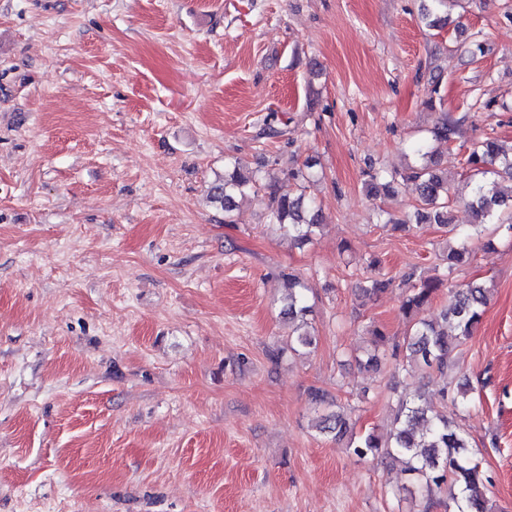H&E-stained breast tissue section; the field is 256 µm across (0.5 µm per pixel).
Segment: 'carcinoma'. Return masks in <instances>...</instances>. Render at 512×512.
Segmentation results:
<instances>
[{"label": "carcinoma", "instance_id": "cac0c4a2", "mask_svg": "<svg viewBox=\"0 0 512 512\" xmlns=\"http://www.w3.org/2000/svg\"><path fill=\"white\" fill-rule=\"evenodd\" d=\"M423 19L428 26L437 27L446 21L443 13L448 4L462 0H428ZM470 119V114L455 116L446 113L429 130V136L417 147L420 160L403 171H375L367 173L365 185L373 196L388 192L395 186L412 183L418 193V207L413 214L417 224H450L448 208V175L439 168L434 158L440 146L456 145L461 128ZM464 165L474 175V198L469 203L474 226L499 224L512 233V194L501 195L495 190V178L506 177L512 181V146L504 148L495 137H484L465 147ZM316 162L306 161L301 167L288 173L295 181L297 193L284 192L278 184L264 181L256 171L244 168L238 159L224 162V174L211 182L209 196L212 202L224 210V223H232V212L237 200L268 193L270 201V222L275 224L282 235L298 246L313 241L322 226L321 209L312 199L305 197V184L316 181ZM470 237L457 240L447 250L448 266L466 264L471 260ZM287 294L283 299L281 315L290 322L300 325L289 333L288 349L297 352L313 347L315 337L310 334L307 315L309 288L297 274L283 276ZM391 286V280L380 275L368 278L362 291L366 295L379 296ZM448 289V304L433 319L419 317L429 306L437 293ZM488 289L483 284L470 282L465 285H450L440 277H425L417 280L400 305L403 315L409 319L410 329L402 340L397 341L379 327L367 330L370 343L358 350L354 358L359 366L370 369L381 366L389 358L396 369L405 366L423 367L441 376L448 373V360L452 345L460 344L472 335L479 323L487 303ZM473 386L470 382L456 384L448 390L444 383L435 390L442 401V410L433 416L427 415L422 396L413 394L401 400L395 414L392 429L385 436L375 430L349 441V451L358 458L387 455L399 457L405 464L404 472L410 476L413 493L430 495L435 488L452 489L445 508L448 512H490L485 498L484 472L480 463L469 450L468 440L459 424L448 417V408L455 413L468 410ZM315 402L324 406L316 428L334 439L347 436L350 431L348 420L330 410L327 396L320 390L313 393Z\"/></svg>", "mask_w": 512, "mask_h": 512}]
</instances>
